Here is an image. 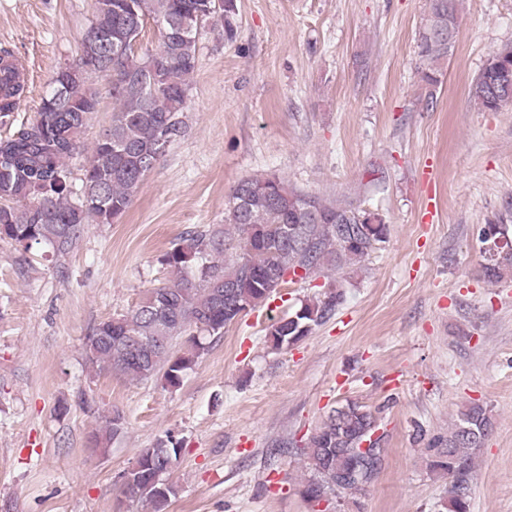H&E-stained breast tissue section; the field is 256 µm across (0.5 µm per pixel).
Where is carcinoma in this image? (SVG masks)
<instances>
[{"instance_id": "obj_1", "label": "carcinoma", "mask_w": 512, "mask_h": 512, "mask_svg": "<svg viewBox=\"0 0 512 512\" xmlns=\"http://www.w3.org/2000/svg\"><path fill=\"white\" fill-rule=\"evenodd\" d=\"M464 0H427L419 30L417 56L421 81L434 88L440 65L453 54ZM236 0L217 8L212 0H94L89 28L118 33L129 18L144 28L159 23L160 50L154 53V81L134 87L143 74L147 53L125 46L103 63L87 59L85 49L57 70L53 89H69L42 99L34 119L14 134L0 137V240L24 249L45 246L57 255L68 253L86 224H112L129 208L145 174L185 132L190 79L198 65V44L182 31V23L224 21V35H235ZM512 66V43L501 45L468 88L470 103L482 112L503 107L494 75ZM0 122L11 121L25 91L15 63L0 57ZM107 81L112 118L96 138L84 169L80 192L73 190L72 160L84 151L82 134L91 115L100 111L94 79ZM389 227L379 214L325 199L292 187L276 174L238 181L224 209V226L184 232L162 264L172 279L148 291L124 313L100 322L85 337L88 366L131 382L160 375L178 387L188 370L237 315L263 305L289 276L306 279L324 269L355 265L387 241ZM483 276L500 282L512 276V239L496 253L484 251ZM342 293L303 302L296 320H272L266 337L275 349L308 336L336 311ZM184 339L183 347L177 341ZM124 416L118 411L91 436L99 447L118 436ZM492 425L487 408L472 404L448 432L446 452H436L430 467L448 475L446 512H470L469 484L474 454ZM378 429L376 415L357 403L331 409L300 449L314 472L303 497L319 503L336 491L358 493L377 477L380 468L355 453ZM179 441L167 435L142 450L136 468L126 472L122 491L165 512L174 487L163 479L179 457Z\"/></svg>"}]
</instances>
